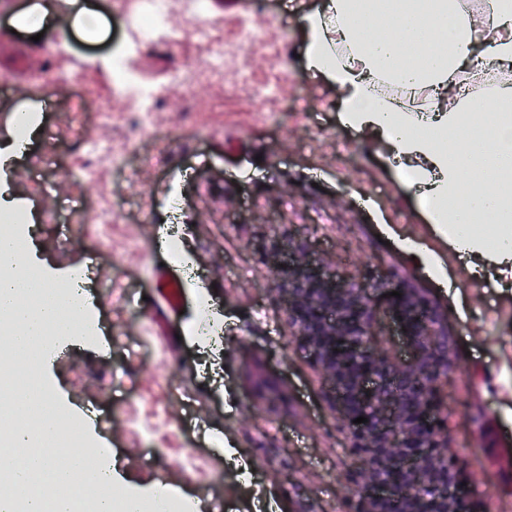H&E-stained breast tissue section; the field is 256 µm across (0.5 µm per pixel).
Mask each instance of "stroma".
I'll return each instance as SVG.
<instances>
[{
	"mask_svg": "<svg viewBox=\"0 0 512 512\" xmlns=\"http://www.w3.org/2000/svg\"><path fill=\"white\" fill-rule=\"evenodd\" d=\"M47 2L52 39L32 41L33 8ZM20 0L26 15L0 11V142L15 136V116L33 115L25 151L0 166V192L38 224L30 258L53 281L85 268L95 338L65 336L61 356L43 373L57 403L90 419L87 436L111 449L116 483L141 495L157 483L203 512H344L351 485L348 440L323 379L297 348L277 302L273 276L257 247L262 238H307L317 255L346 275L363 265L395 267L413 278L448 322L456 366L440 386L448 446L460 462L474 512H512V288L497 266L469 273L449 251L395 176L373 134L339 120L333 83L312 77L301 57V12L327 0H251L249 12L207 0L202 15L172 0L179 34L146 43L136 59L143 77L167 85L196 59L194 33L213 22L224 72L197 69L193 110L169 87L154 129L116 98L107 114L78 123L71 97L95 103L105 92L102 65L128 35L120 0ZM254 21L258 32L245 39ZM65 45L87 68L65 82L53 50ZM122 164L108 152L131 142ZM86 167L96 185L64 174ZM179 198L183 265L160 246ZM58 215L38 223L42 211ZM109 211L89 224L85 213ZM423 240L445 264L441 287L401 246ZM190 268L184 312L150 300L160 266ZM207 299L223 348L195 335L196 304ZM193 467H185L187 456Z\"/></svg>",
	"mask_w": 512,
	"mask_h": 512,
	"instance_id": "35a3bbf8",
	"label": "stroma"
}]
</instances>
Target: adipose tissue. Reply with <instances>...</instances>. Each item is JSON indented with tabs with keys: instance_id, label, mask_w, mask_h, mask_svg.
<instances>
[{
	"instance_id": "adipose-tissue-1",
	"label": "adipose tissue",
	"mask_w": 512,
	"mask_h": 512,
	"mask_svg": "<svg viewBox=\"0 0 512 512\" xmlns=\"http://www.w3.org/2000/svg\"><path fill=\"white\" fill-rule=\"evenodd\" d=\"M369 21L366 0H328L324 12L299 15L308 69L335 84L345 126L375 133L388 145L398 179L471 270L493 262L511 286L512 199L502 188L512 181V125L476 140L470 126L478 103L466 88L479 83L483 63L512 70V0H495L491 12L475 14L463 11L460 0H440L434 13L422 0H406L387 15L391 35L372 41L362 35ZM442 25L454 46L449 55L420 45L425 32ZM382 83L399 88L404 101L380 99ZM476 165L483 180L460 194ZM63 312L73 321L86 308L63 297L52 282L32 281L25 257L0 237V318L10 324L6 349L27 352L43 344V323ZM43 467L52 477L29 497L27 512H70L72 456L60 448L28 459L16 476L22 481Z\"/></svg>"
}]
</instances>
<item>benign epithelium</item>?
I'll use <instances>...</instances> for the list:
<instances>
[{"label":"benign epithelium","instance_id":"obj_1","mask_svg":"<svg viewBox=\"0 0 512 512\" xmlns=\"http://www.w3.org/2000/svg\"><path fill=\"white\" fill-rule=\"evenodd\" d=\"M260 256L291 335L346 428V480L355 485L347 512H472L441 418L439 386L454 361L433 301L394 268L345 276L303 238L271 239ZM392 326L409 350L405 359L384 345ZM360 416L367 422L355 423Z\"/></svg>","mask_w":512,"mask_h":512}]
</instances>
